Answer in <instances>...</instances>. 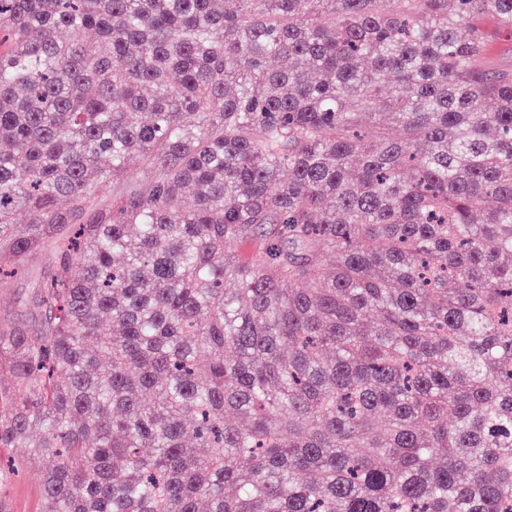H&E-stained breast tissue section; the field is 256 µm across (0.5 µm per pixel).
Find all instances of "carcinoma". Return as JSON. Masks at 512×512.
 <instances>
[{
	"label": "carcinoma",
	"instance_id": "cac0c4a2",
	"mask_svg": "<svg viewBox=\"0 0 512 512\" xmlns=\"http://www.w3.org/2000/svg\"><path fill=\"white\" fill-rule=\"evenodd\" d=\"M397 2L0 0L41 512H512V0ZM488 32V51L483 63L512 67V32L502 33L496 30L491 21L486 22ZM144 175L145 169L142 161L138 157H132L127 164V177L117 182L114 181L106 189L97 191L96 195L106 199L119 195L129 186L140 183Z\"/></svg>",
	"mask_w": 512,
	"mask_h": 512
}]
</instances>
